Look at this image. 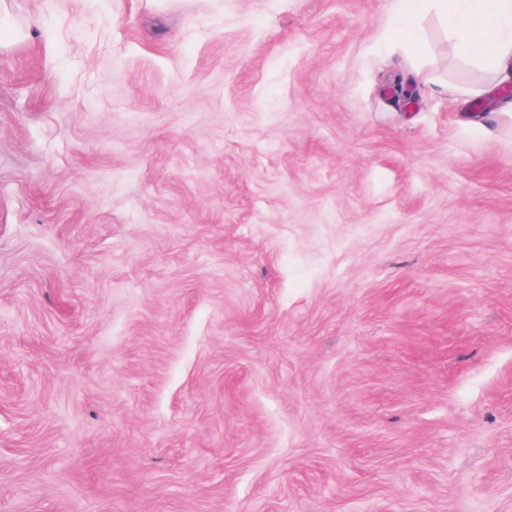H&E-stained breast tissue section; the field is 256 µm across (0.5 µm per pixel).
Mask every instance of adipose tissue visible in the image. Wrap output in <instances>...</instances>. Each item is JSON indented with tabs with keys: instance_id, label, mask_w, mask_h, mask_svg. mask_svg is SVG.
<instances>
[{
	"instance_id": "ef3b65f1",
	"label": "adipose tissue",
	"mask_w": 512,
	"mask_h": 512,
	"mask_svg": "<svg viewBox=\"0 0 512 512\" xmlns=\"http://www.w3.org/2000/svg\"><path fill=\"white\" fill-rule=\"evenodd\" d=\"M436 6L456 51L484 62L497 83L512 81V0H395V32L421 51L417 17Z\"/></svg>"
}]
</instances>
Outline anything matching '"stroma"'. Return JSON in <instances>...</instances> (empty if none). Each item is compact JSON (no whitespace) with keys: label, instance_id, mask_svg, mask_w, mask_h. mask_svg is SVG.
<instances>
[{"label":"stroma","instance_id":"1","mask_svg":"<svg viewBox=\"0 0 512 512\" xmlns=\"http://www.w3.org/2000/svg\"><path fill=\"white\" fill-rule=\"evenodd\" d=\"M395 0H0V512H512V111Z\"/></svg>","mask_w":512,"mask_h":512}]
</instances>
